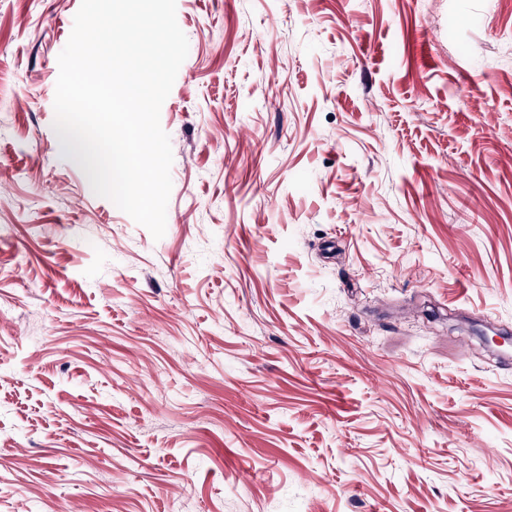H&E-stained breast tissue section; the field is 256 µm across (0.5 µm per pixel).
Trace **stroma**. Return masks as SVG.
I'll return each instance as SVG.
<instances>
[{"label": "stroma", "instance_id": "1", "mask_svg": "<svg viewBox=\"0 0 512 512\" xmlns=\"http://www.w3.org/2000/svg\"><path fill=\"white\" fill-rule=\"evenodd\" d=\"M81 0H0V512H512V0H176L166 231L54 130Z\"/></svg>", "mask_w": 512, "mask_h": 512}]
</instances>
